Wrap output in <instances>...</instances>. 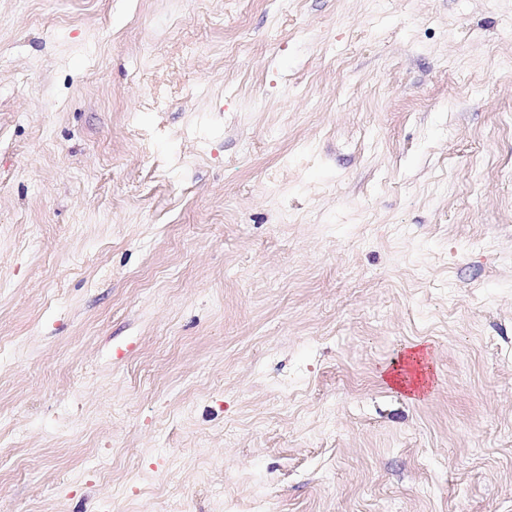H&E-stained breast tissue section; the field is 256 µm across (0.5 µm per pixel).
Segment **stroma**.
Masks as SVG:
<instances>
[{
  "mask_svg": "<svg viewBox=\"0 0 512 512\" xmlns=\"http://www.w3.org/2000/svg\"><path fill=\"white\" fill-rule=\"evenodd\" d=\"M0 410V512H512V0H0ZM405 359L406 363L403 367L385 368L382 375L388 384L416 398L430 380L427 349L416 345L409 346L405 352Z\"/></svg>",
  "mask_w": 512,
  "mask_h": 512,
  "instance_id": "35a3bbf8",
  "label": "stroma"
}]
</instances>
